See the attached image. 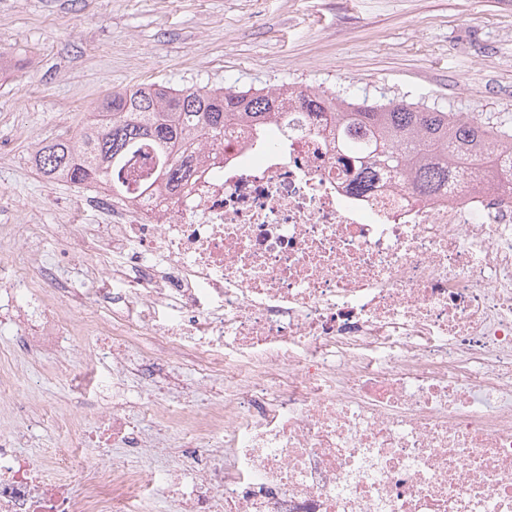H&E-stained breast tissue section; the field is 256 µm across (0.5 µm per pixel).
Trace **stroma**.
Here are the masks:
<instances>
[{"label": "stroma", "instance_id": "obj_1", "mask_svg": "<svg viewBox=\"0 0 512 512\" xmlns=\"http://www.w3.org/2000/svg\"><path fill=\"white\" fill-rule=\"evenodd\" d=\"M0 50L15 63L0 72V235L28 225L43 266L71 288L91 287L87 261L47 231L99 215L74 213L80 189L43 180L32 158L114 89L349 85L512 127V0H0ZM20 347L16 326L0 324V375L19 397L0 402L4 436L73 411L54 356Z\"/></svg>", "mask_w": 512, "mask_h": 512}]
</instances>
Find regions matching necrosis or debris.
I'll use <instances>...</instances> for the list:
<instances>
[{
	"mask_svg": "<svg viewBox=\"0 0 512 512\" xmlns=\"http://www.w3.org/2000/svg\"><path fill=\"white\" fill-rule=\"evenodd\" d=\"M275 125L271 146L227 125L154 192L79 198L105 223L58 231L100 287L22 310L38 261L0 245V323L73 398L145 385L60 419L69 483L17 451L32 427L0 436V512H512V181L479 150L454 192L358 193L332 125Z\"/></svg>",
	"mask_w": 512,
	"mask_h": 512,
	"instance_id": "necrosis-or-debris-1",
	"label": "necrosis or debris"
}]
</instances>
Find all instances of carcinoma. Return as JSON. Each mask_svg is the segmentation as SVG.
<instances>
[{
  "label": "carcinoma",
  "instance_id": "carcinoma-1",
  "mask_svg": "<svg viewBox=\"0 0 512 512\" xmlns=\"http://www.w3.org/2000/svg\"><path fill=\"white\" fill-rule=\"evenodd\" d=\"M288 88L179 90L140 85L113 90L95 108L108 113L105 124L41 142L34 162L51 182L106 185L112 166L140 141L149 140L159 154L155 179L171 184L183 176L186 156L220 142L224 127L233 121L265 120L278 93ZM290 89L294 103L309 112L319 114L326 103L336 100L346 105V111L330 116L337 146L362 167L359 191L369 189L380 171L399 177L421 196L457 186L466 173L465 156L486 141L499 148L498 156L490 158L492 166L503 158L512 164V129L486 127L474 114L394 98L357 99L349 87L338 93Z\"/></svg>",
  "mask_w": 512,
  "mask_h": 512
}]
</instances>
